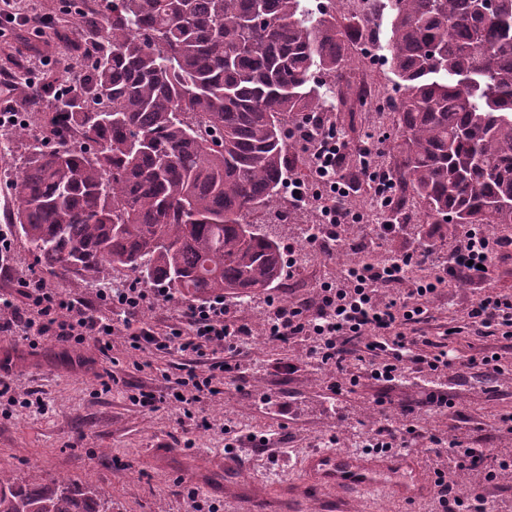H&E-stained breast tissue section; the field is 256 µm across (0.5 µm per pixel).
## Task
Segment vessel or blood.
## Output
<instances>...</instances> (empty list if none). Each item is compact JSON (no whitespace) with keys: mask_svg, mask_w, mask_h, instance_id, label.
Returning <instances> with one entry per match:
<instances>
[{"mask_svg":"<svg viewBox=\"0 0 512 512\" xmlns=\"http://www.w3.org/2000/svg\"><path fill=\"white\" fill-rule=\"evenodd\" d=\"M309 484L325 491L377 493L405 503L427 494L426 468L413 455L368 456L316 451L303 461Z\"/></svg>","mask_w":512,"mask_h":512,"instance_id":"obj_1","label":"vessel or blood"}]
</instances>
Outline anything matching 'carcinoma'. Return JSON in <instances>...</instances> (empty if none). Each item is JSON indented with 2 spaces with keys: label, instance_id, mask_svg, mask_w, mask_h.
I'll use <instances>...</instances> for the list:
<instances>
[{
  "label": "carcinoma",
  "instance_id": "obj_1",
  "mask_svg": "<svg viewBox=\"0 0 512 512\" xmlns=\"http://www.w3.org/2000/svg\"><path fill=\"white\" fill-rule=\"evenodd\" d=\"M85 21L83 76L54 97L55 147L28 153L15 225L42 265L94 282L120 265L193 301L283 280L281 242L247 216L280 198L287 119L343 77L333 16L301 0H111ZM401 92L392 175L423 221L512 224V0H387ZM0 512H112L62 480L17 485Z\"/></svg>",
  "mask_w": 512,
  "mask_h": 512
}]
</instances>
